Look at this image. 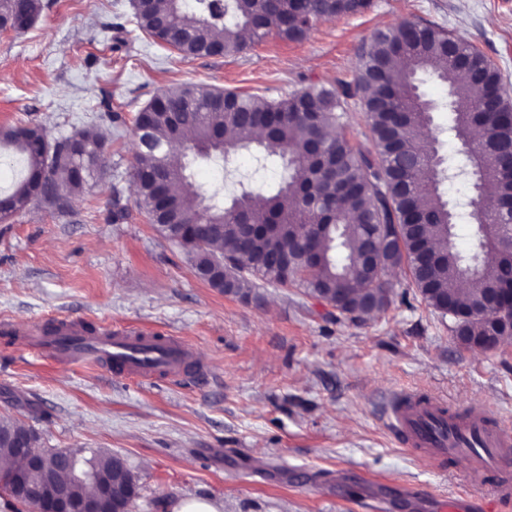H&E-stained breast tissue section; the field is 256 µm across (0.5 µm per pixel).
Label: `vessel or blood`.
Here are the masks:
<instances>
[{
    "instance_id": "vessel-or-blood-1",
    "label": "vessel or blood",
    "mask_w": 512,
    "mask_h": 512,
    "mask_svg": "<svg viewBox=\"0 0 512 512\" xmlns=\"http://www.w3.org/2000/svg\"><path fill=\"white\" fill-rule=\"evenodd\" d=\"M0 334L24 337L38 355L64 364L107 368L115 377L146 382L158 377L183 379L191 370L193 350L183 339L126 328L95 336L77 318L57 317L51 329L0 321ZM389 425L402 445L444 470L458 460L467 466L460 477L467 486H492L493 506L512 501V432L486 408L455 411L444 401L409 392L389 406Z\"/></svg>"
}]
</instances>
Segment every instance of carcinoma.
Wrapping results in <instances>:
<instances>
[{
  "instance_id": "carcinoma-1",
  "label": "carcinoma",
  "mask_w": 512,
  "mask_h": 512,
  "mask_svg": "<svg viewBox=\"0 0 512 512\" xmlns=\"http://www.w3.org/2000/svg\"><path fill=\"white\" fill-rule=\"evenodd\" d=\"M371 0H153L134 7L139 30L156 42L170 31L183 34L176 52L203 57L211 43L224 56L245 53L269 36L302 42L325 20L364 13ZM41 0H0V13L35 21ZM429 73L448 87V132L462 155L447 160L417 132L432 121L427 100L416 91ZM503 88L498 69L465 39L434 24L403 22L377 30L364 45L355 88L311 85L279 99L259 93L182 84L156 95L135 117L146 141L131 172L136 202L155 230L182 247L192 269L228 261L226 272L207 284L226 295L251 296V277L297 286L315 298L329 288L349 289L338 316L363 322L392 302L394 269L408 272L424 302L456 325L455 309L468 314L467 336L504 335L502 322L481 317L489 293L512 286V259L502 254L512 230V99L483 107L477 82ZM361 95L376 152L357 147L345 132L347 99ZM180 108L179 125L170 106ZM224 138V147L215 146ZM281 169L265 192H242L227 204L202 205L204 193L170 156L213 147L208 158L224 163L255 143L268 147ZM15 148L25 161L23 177L0 195V223L35 203L63 213L69 197L93 178L107 155L95 131L49 140L37 123L0 129V145ZM479 179L486 211L476 219L471 203L448 207L439 186L445 176ZM166 187L164 197L160 188ZM472 226L474 249L455 247L458 227ZM374 238L381 250L374 262L364 246ZM288 252V268L274 265ZM17 420L0 416V470L17 459L11 437ZM66 455L79 456L101 479L124 468L109 452L46 448L44 464L55 470Z\"/></svg>"
}]
</instances>
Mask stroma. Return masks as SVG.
Returning a JSON list of instances; mask_svg holds the SVG:
<instances>
[{
	"label": "stroma",
	"mask_w": 512,
	"mask_h": 512,
	"mask_svg": "<svg viewBox=\"0 0 512 512\" xmlns=\"http://www.w3.org/2000/svg\"><path fill=\"white\" fill-rule=\"evenodd\" d=\"M42 5L25 33L0 30V127L95 130L108 154L66 213L34 205L0 224V320L69 315L178 336L208 376L140 384L0 335V415L33 427L40 447L121 457L137 479L134 512H170L178 499L224 512H439L462 495L457 465L436 470L396 440L384 397L481 405L512 430V338L490 353L462 347L400 271L391 280L406 302L364 323L334 320L300 288L259 279L245 301L209 287L136 203L133 125L155 94L184 83L281 97L353 82L361 46L405 20L463 37L512 93V0H373L299 43L271 36L235 57L188 59L135 29L132 0ZM421 89L437 105L441 154L456 157L447 87L426 74ZM189 173L228 198L280 175L246 149L225 164L196 159Z\"/></svg>",
	"instance_id": "stroma-1"
}]
</instances>
